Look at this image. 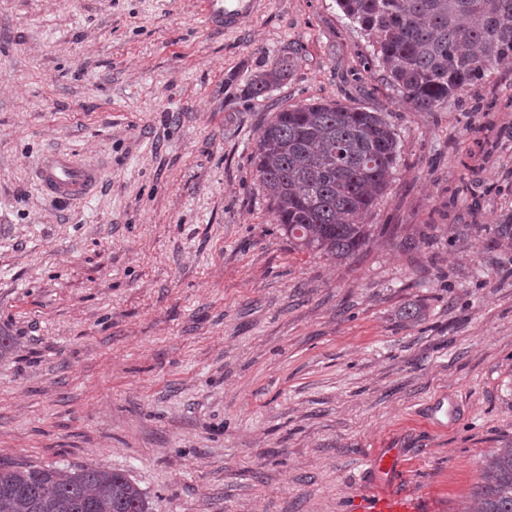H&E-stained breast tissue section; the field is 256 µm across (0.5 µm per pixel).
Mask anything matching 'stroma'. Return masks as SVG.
<instances>
[{"instance_id":"stroma-1","label":"stroma","mask_w":512,"mask_h":512,"mask_svg":"<svg viewBox=\"0 0 512 512\" xmlns=\"http://www.w3.org/2000/svg\"><path fill=\"white\" fill-rule=\"evenodd\" d=\"M309 101L398 142L342 263L288 241L256 172ZM54 153L99 171L88 195L43 193ZM510 215L512 57L416 112L336 0L222 34L199 0H0V463L119 470L151 512H464L512 443V249L479 230ZM291 68L292 64L288 56L271 63L266 69L253 75L244 89L246 96L252 99L265 97L274 88L288 80ZM367 512H422L417 498L406 495H380L370 498Z\"/></svg>"}]
</instances>
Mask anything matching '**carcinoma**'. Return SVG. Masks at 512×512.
Segmentation results:
<instances>
[{
	"label": "carcinoma",
	"instance_id": "1",
	"mask_svg": "<svg viewBox=\"0 0 512 512\" xmlns=\"http://www.w3.org/2000/svg\"><path fill=\"white\" fill-rule=\"evenodd\" d=\"M372 37L386 78L416 112H433L512 56V0H338ZM284 56L245 87L257 99L288 80ZM256 170L288 240L348 260L370 243L362 219L386 194L397 139L376 110L303 103L282 108L258 140ZM481 231L512 245V224ZM0 512H151L126 474L81 466L0 463ZM466 512H512V444L481 462V483Z\"/></svg>",
	"mask_w": 512,
	"mask_h": 512
}]
</instances>
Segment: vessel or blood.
I'll return each instance as SVG.
<instances>
[{
    "mask_svg": "<svg viewBox=\"0 0 512 512\" xmlns=\"http://www.w3.org/2000/svg\"><path fill=\"white\" fill-rule=\"evenodd\" d=\"M202 16L216 33L235 29L239 22L255 12L258 0H200ZM97 179L94 170L72 157L53 154L45 158L38 171L43 191L53 198L70 201L90 192ZM367 512H422L418 499L405 495L372 497Z\"/></svg>",
    "mask_w": 512,
    "mask_h": 512,
    "instance_id": "1",
    "label": "vessel or blood"
}]
</instances>
